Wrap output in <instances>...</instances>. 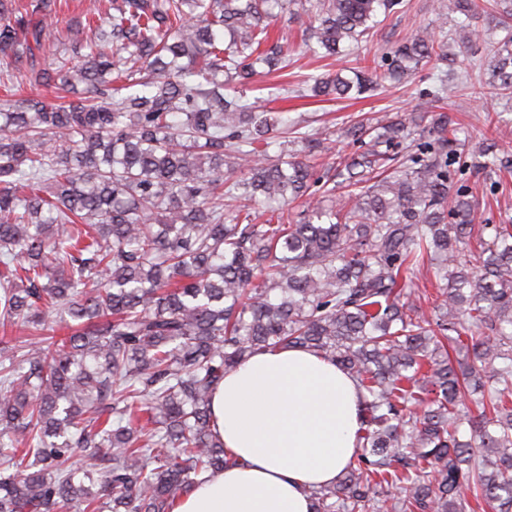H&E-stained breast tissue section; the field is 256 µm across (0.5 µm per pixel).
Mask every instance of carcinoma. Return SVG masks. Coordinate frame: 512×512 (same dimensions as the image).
Returning <instances> with one entry per match:
<instances>
[{"instance_id":"carcinoma-1","label":"carcinoma","mask_w":512,"mask_h":512,"mask_svg":"<svg viewBox=\"0 0 512 512\" xmlns=\"http://www.w3.org/2000/svg\"><path fill=\"white\" fill-rule=\"evenodd\" d=\"M290 2L112 0L53 71L30 67L66 102L0 104V512H173L236 462L210 409L224 373L284 347L361 392L355 454L313 512H512V224L471 260L475 200L452 178L490 150L443 114L422 142L414 116L357 124L371 148L336 166L341 199L315 198L312 155L286 130L270 155L275 121L222 93L288 70L269 27ZM397 3L312 0L309 38L342 56ZM56 7L37 0L21 31L0 0V57L19 67L54 42ZM390 55L396 81L446 57L428 31ZM488 70L512 92V36ZM376 79L360 67L310 91ZM408 138L405 162L391 147ZM82 448L96 460L74 468Z\"/></svg>"}]
</instances>
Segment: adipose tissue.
<instances>
[{"label": "adipose tissue", "mask_w": 512, "mask_h": 512, "mask_svg": "<svg viewBox=\"0 0 512 512\" xmlns=\"http://www.w3.org/2000/svg\"><path fill=\"white\" fill-rule=\"evenodd\" d=\"M360 410L354 381L329 358L302 348L253 354L212 398L238 462L191 489L175 512H312L307 490L339 479Z\"/></svg>", "instance_id": "adipose-tissue-1"}]
</instances>
